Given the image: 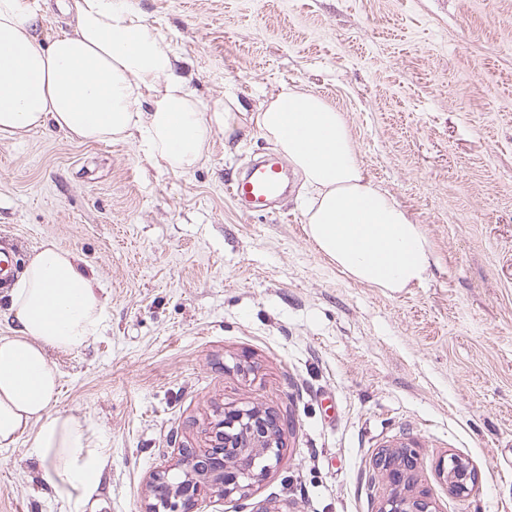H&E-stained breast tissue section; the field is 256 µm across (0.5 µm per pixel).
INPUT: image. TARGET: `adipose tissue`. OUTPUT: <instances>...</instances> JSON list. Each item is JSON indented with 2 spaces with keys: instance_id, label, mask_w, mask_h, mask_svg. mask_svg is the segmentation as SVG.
Returning <instances> with one entry per match:
<instances>
[{
  "instance_id": "ef3b65f1",
  "label": "adipose tissue",
  "mask_w": 512,
  "mask_h": 512,
  "mask_svg": "<svg viewBox=\"0 0 512 512\" xmlns=\"http://www.w3.org/2000/svg\"><path fill=\"white\" fill-rule=\"evenodd\" d=\"M47 0H0V139L53 127L84 141L138 142L188 171L212 133L250 126L300 172L304 230L354 281L390 291L422 282L432 264L423 225L369 178L347 120L321 96L282 90L250 112L233 97L200 104L160 31L116 0H64L70 30L41 43ZM13 333L0 336V451L27 442L56 499L89 500L105 449L73 416L53 412L59 376L48 349L98 333L104 307L77 257L44 242L8 292Z\"/></svg>"
}]
</instances>
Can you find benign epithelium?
I'll return each mask as SVG.
<instances>
[{"instance_id": "benign-epithelium-1", "label": "benign epithelium", "mask_w": 512, "mask_h": 512, "mask_svg": "<svg viewBox=\"0 0 512 512\" xmlns=\"http://www.w3.org/2000/svg\"><path fill=\"white\" fill-rule=\"evenodd\" d=\"M290 429V421L253 407L225 411L213 426L209 448L199 452L184 448L174 463L149 477L144 512H198L208 496L226 497L261 481L280 464L282 439ZM401 451L402 460L392 457L390 449L375 454L373 470L389 487L378 512H438L427 493L410 490L415 450L403 444ZM436 471L457 498L476 489V468L458 455L439 459Z\"/></svg>"}]
</instances>
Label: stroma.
Segmentation results:
<instances>
[{
  "label": "stroma",
  "mask_w": 512,
  "mask_h": 512,
  "mask_svg": "<svg viewBox=\"0 0 512 512\" xmlns=\"http://www.w3.org/2000/svg\"><path fill=\"white\" fill-rule=\"evenodd\" d=\"M202 103L256 111L288 85L343 112L369 177L426 230L422 284H359L303 230L302 181L273 213L225 186L272 146L214 133L175 172L133 142L57 129L0 139V253L46 241L99 287L100 332L48 357L56 411L108 452L79 512H143L148 476L206 447L218 411L291 419L264 479L202 512H378L385 446L412 443L440 512H512V0H128ZM476 468L449 496L440 457ZM26 443L0 455V512H72Z\"/></svg>",
  "instance_id": "35a3bbf8"
}]
</instances>
